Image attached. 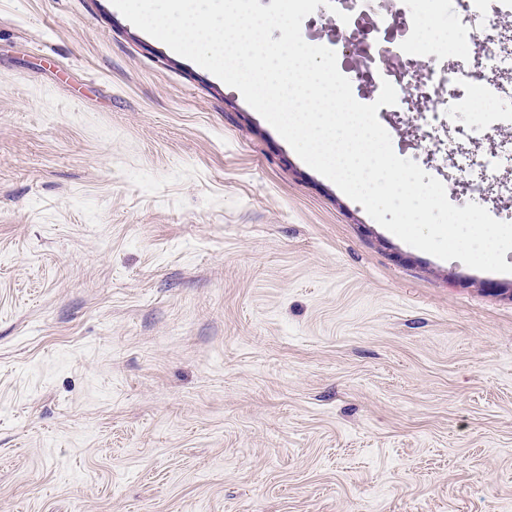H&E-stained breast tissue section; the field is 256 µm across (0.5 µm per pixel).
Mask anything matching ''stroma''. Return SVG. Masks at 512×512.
Instances as JSON below:
<instances>
[{
  "label": "stroma",
  "instance_id": "obj_1",
  "mask_svg": "<svg viewBox=\"0 0 512 512\" xmlns=\"http://www.w3.org/2000/svg\"><path fill=\"white\" fill-rule=\"evenodd\" d=\"M0 512H512V272L111 0H0Z\"/></svg>",
  "mask_w": 512,
  "mask_h": 512
}]
</instances>
